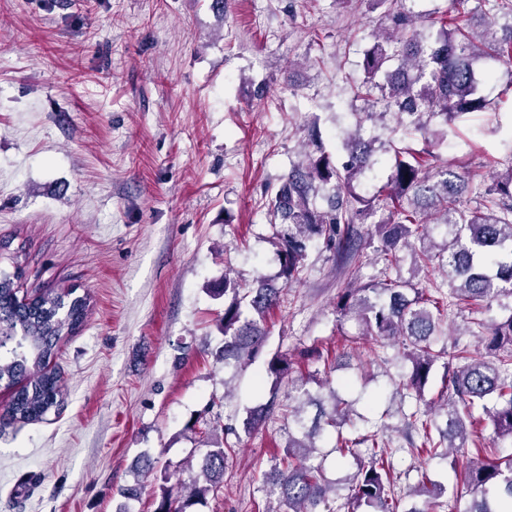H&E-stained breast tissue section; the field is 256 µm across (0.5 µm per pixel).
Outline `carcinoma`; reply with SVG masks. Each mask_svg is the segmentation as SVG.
<instances>
[{"label":"carcinoma","mask_w":512,"mask_h":512,"mask_svg":"<svg viewBox=\"0 0 512 512\" xmlns=\"http://www.w3.org/2000/svg\"><path fill=\"white\" fill-rule=\"evenodd\" d=\"M492 4L488 26L474 32L466 16L433 18L439 26L429 38L417 28L414 18L394 12L388 15L391 27L365 54L363 75L355 85L356 97L381 112H365L363 120H381L394 113L409 133L424 141L440 140L447 130L432 131L431 121L442 119L448 127L474 113L496 109L479 94L474 63L485 57L512 64V23L499 25V15L512 17V0H483ZM343 148L348 159L341 166L332 163L325 151L298 163L286 175L270 206L274 216L288 228L280 233V251L286 283L302 271L309 246L323 243L333 250L336 267L346 269L357 259L360 248L354 240L353 225L363 224L379 209L396 217L375 225L377 251L387 264L398 261L399 253L413 241H428L416 253L424 270L436 269L448 283V302L428 295V288L410 281L379 279L343 288L336 300L338 320H354L360 337L386 345L402 346V357L411 364L409 376L394 382L395 390L413 391L423 397L437 363H442V385L448 391L443 413L429 405L403 415L408 444L431 459L466 457L465 478L460 494L470 496L464 512H509L512 508V455L497 456V449L512 447V142L504 144L507 167L494 174L493 183L477 192L476 206L464 205L474 192L470 182L452 170L431 176L423 169L417 153L395 151L387 183L373 195L357 192L362 176L377 163L381 150L378 139L364 137L360 129L345 134ZM328 194L330 208H317L313 199ZM282 289L258 281L244 288L224 278L220 293L231 296L224 307V367L238 369L259 357L268 338L262 324L264 315L280 305ZM498 304L506 311L501 318L479 324L486 353L466 346L453 350L434 349L441 336V323L449 307L459 309L481 305L491 310ZM86 301L72 292L49 291L30 301L21 300L13 275L0 270V382L12 390L3 419L9 422H39L58 407L61 395L58 376L46 370L58 343L82 324ZM290 363L275 353L266 363V372L281 381L288 376ZM298 405L292 422L298 435L288 434L279 462L266 476L264 492L288 503L289 512H332L335 485L328 481L325 462L333 453L360 458L352 478L346 505L350 512L362 506L369 512H399L395 497L397 478L386 443L375 432L354 438L343 428L354 425L352 404L331 390L327 397L313 396L304 384L294 386ZM275 401L246 410L243 430L251 434L270 418ZM316 412L306 420L304 408ZM488 417L493 435L488 444H474L470 436L481 419L474 408ZM421 443H416L412 434ZM365 446L360 450L359 446ZM230 444L211 448L203 456L204 485L173 506L169 491L162 492L155 512H188L196 501L218 491ZM442 491L427 470L413 494Z\"/></svg>","instance_id":"obj_1"}]
</instances>
